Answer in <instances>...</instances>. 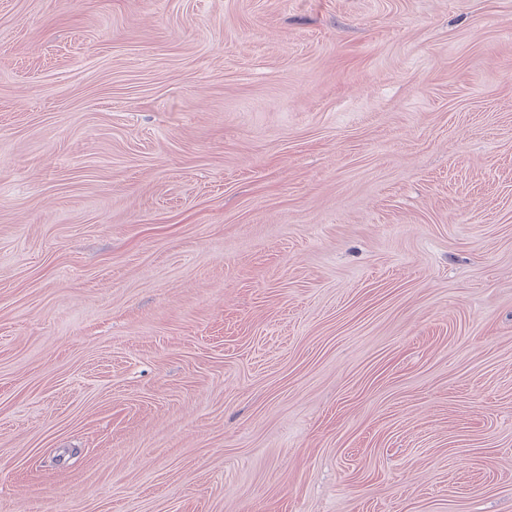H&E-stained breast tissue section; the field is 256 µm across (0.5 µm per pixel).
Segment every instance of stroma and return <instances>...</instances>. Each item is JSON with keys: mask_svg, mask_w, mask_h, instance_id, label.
Masks as SVG:
<instances>
[{"mask_svg": "<svg viewBox=\"0 0 512 512\" xmlns=\"http://www.w3.org/2000/svg\"><path fill=\"white\" fill-rule=\"evenodd\" d=\"M0 512H512V0H0Z\"/></svg>", "mask_w": 512, "mask_h": 512, "instance_id": "stroma-1", "label": "stroma"}]
</instances>
